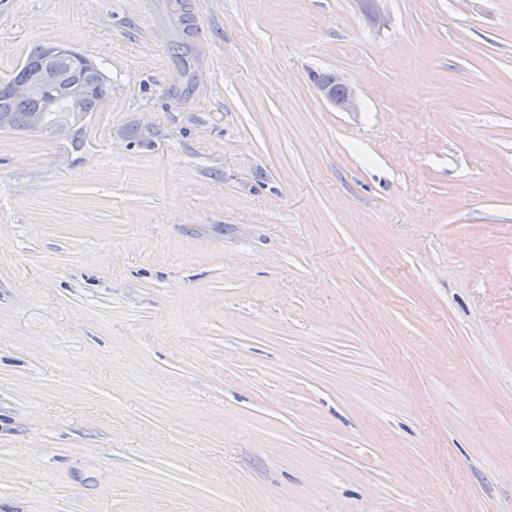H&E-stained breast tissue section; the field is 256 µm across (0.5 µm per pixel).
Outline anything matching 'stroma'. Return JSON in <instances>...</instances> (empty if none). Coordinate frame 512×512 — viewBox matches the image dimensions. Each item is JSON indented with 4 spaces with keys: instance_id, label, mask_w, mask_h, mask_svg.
<instances>
[{
    "instance_id": "obj_1",
    "label": "stroma",
    "mask_w": 512,
    "mask_h": 512,
    "mask_svg": "<svg viewBox=\"0 0 512 512\" xmlns=\"http://www.w3.org/2000/svg\"><path fill=\"white\" fill-rule=\"evenodd\" d=\"M191 3L0 0V512H512V0ZM38 45L26 56L24 62L7 80L0 81V113L7 111L12 116V127L7 133L28 134L27 124L31 131L40 133L49 130L55 139L67 138L73 130V124L78 118L80 103L83 100V112H97L112 97V80L105 75L99 79L96 73H89L94 84L87 90V85L79 78L78 70L66 68L62 61H75L80 63L82 76L88 72L97 70V66L87 58L76 54L71 48L60 44L47 45L41 56L36 59ZM36 59V60H35ZM35 67V81L32 83H12L30 80L33 78L32 61ZM17 99H26L17 101ZM87 91V93H86ZM44 96V107L39 112H31L39 109ZM30 97V98H29ZM68 106L67 112H58L62 105ZM11 118L6 113L0 114V130L9 127ZM319 80L336 79L337 87L326 82H318V88L323 97L336 108L345 112L357 111L359 103L354 90L339 76L328 73L319 76Z\"/></svg>"
}]
</instances>
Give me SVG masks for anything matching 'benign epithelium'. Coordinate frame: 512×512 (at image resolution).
<instances>
[{
  "label": "benign epithelium",
  "mask_w": 512,
  "mask_h": 512,
  "mask_svg": "<svg viewBox=\"0 0 512 512\" xmlns=\"http://www.w3.org/2000/svg\"><path fill=\"white\" fill-rule=\"evenodd\" d=\"M68 60L80 63L84 74L97 70L95 63L76 54L71 48L50 44L33 63L35 81L11 86V92L17 99H27L36 93L44 96L43 109L31 112L27 117L31 131L40 133L48 130L56 139H64L72 132L87 85L79 78L78 72L63 65ZM318 88L336 108L345 112L357 111V96L342 78H336L334 86L320 81Z\"/></svg>",
  "instance_id": "7a95c632"
}]
</instances>
